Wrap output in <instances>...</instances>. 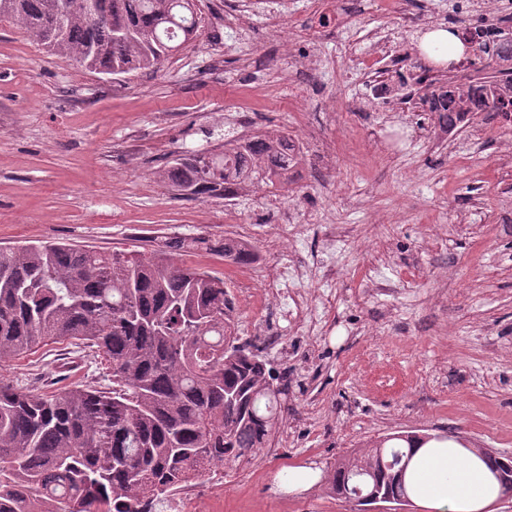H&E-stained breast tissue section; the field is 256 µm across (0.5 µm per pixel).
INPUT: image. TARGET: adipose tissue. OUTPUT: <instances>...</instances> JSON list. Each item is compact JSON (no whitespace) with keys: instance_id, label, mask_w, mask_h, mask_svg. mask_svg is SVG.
Returning <instances> with one entry per match:
<instances>
[{"instance_id":"1","label":"adipose tissue","mask_w":512,"mask_h":512,"mask_svg":"<svg viewBox=\"0 0 512 512\" xmlns=\"http://www.w3.org/2000/svg\"><path fill=\"white\" fill-rule=\"evenodd\" d=\"M407 483L410 496L428 512H485L504 495L489 462L452 439L419 446Z\"/></svg>"}]
</instances>
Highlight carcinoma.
Segmentation results:
<instances>
[{"label": "carcinoma", "mask_w": 512, "mask_h": 512, "mask_svg": "<svg viewBox=\"0 0 512 512\" xmlns=\"http://www.w3.org/2000/svg\"><path fill=\"white\" fill-rule=\"evenodd\" d=\"M62 61L107 75L156 67L193 40L195 0H0V17ZM478 61L503 81L500 39L481 29ZM303 150L286 134H252L200 161L157 172L191 198L234 199L250 186L284 187ZM172 251H213L231 265L258 254L247 242L180 240ZM224 280L176 262L65 242L0 250V362L69 342L102 354L112 390L34 393L0 385V512H144L215 466L266 448L288 386L253 340L237 336ZM414 431L386 436L339 461L326 492L358 506L373 493L407 494Z\"/></svg>", "instance_id": "1"}]
</instances>
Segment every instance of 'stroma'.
Segmentation results:
<instances>
[{
    "label": "stroma",
    "mask_w": 512,
    "mask_h": 512,
    "mask_svg": "<svg viewBox=\"0 0 512 512\" xmlns=\"http://www.w3.org/2000/svg\"><path fill=\"white\" fill-rule=\"evenodd\" d=\"M335 2L299 0L276 31L260 14L221 23L227 0H204L194 42L117 76L59 60L0 17V248L62 241L147 254L236 237L260 256L237 267L217 252L179 256L223 278L241 338L274 335L261 356L288 387L271 448L225 465L230 482L194 512H356L323 485L291 493L277 478L311 463L329 473L400 431L512 456V234L491 207L512 199V137L485 112L479 142L466 130L440 140L427 116L390 104L349 115L345 101L365 87L357 74L337 87L339 53L368 54L371 30L404 45L418 33L372 9L339 36L318 35ZM292 58L307 83L284 78ZM241 115L251 132L317 140L336 160L308 154L288 186L251 187L231 203L181 197L157 178L176 155L221 146ZM370 127L400 134L398 151L374 154ZM478 149L484 173L456 163ZM284 209L299 235L277 224ZM450 209L468 223H445ZM283 266L305 275L265 297ZM245 283L253 293L242 301ZM298 293L312 305L302 323L281 316ZM0 384L105 389L112 376L102 356L64 342L0 363Z\"/></svg>",
    "instance_id": "stroma-1"
}]
</instances>
